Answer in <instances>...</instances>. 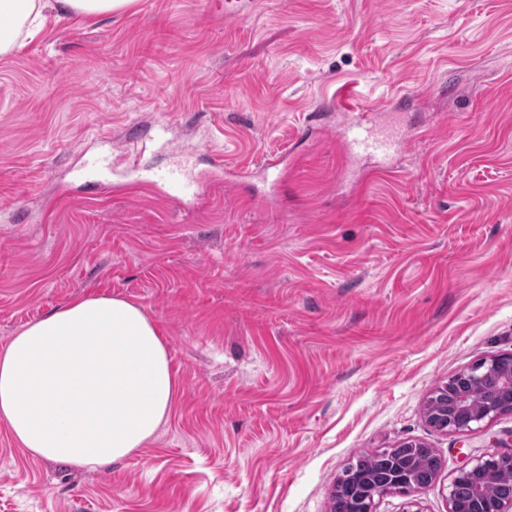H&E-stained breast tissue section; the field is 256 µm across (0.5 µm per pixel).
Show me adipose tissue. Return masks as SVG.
I'll use <instances>...</instances> for the list:
<instances>
[{
  "label": "adipose tissue",
  "mask_w": 512,
  "mask_h": 512,
  "mask_svg": "<svg viewBox=\"0 0 512 512\" xmlns=\"http://www.w3.org/2000/svg\"><path fill=\"white\" fill-rule=\"evenodd\" d=\"M96 19L135 0H0L11 24L0 56L50 3ZM177 378L157 325L118 295L71 300L0 347V424L35 455L92 470L149 442L174 405Z\"/></svg>",
  "instance_id": "ef3b65f1"
}]
</instances>
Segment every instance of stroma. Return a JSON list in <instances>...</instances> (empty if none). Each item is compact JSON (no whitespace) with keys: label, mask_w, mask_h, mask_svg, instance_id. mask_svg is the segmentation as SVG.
Here are the masks:
<instances>
[{"label":"stroma","mask_w":512,"mask_h":512,"mask_svg":"<svg viewBox=\"0 0 512 512\" xmlns=\"http://www.w3.org/2000/svg\"><path fill=\"white\" fill-rule=\"evenodd\" d=\"M346 87L403 138L392 172L347 156ZM218 156L253 177H214ZM179 163L195 196L145 185ZM96 294L159 326L169 419L94 471L0 426V512H328L350 460L406 441L441 455L414 496L447 512L449 474L512 435V413L463 434L424 418L437 386L512 352V0L46 11L0 56V346Z\"/></svg>","instance_id":"1"}]
</instances>
